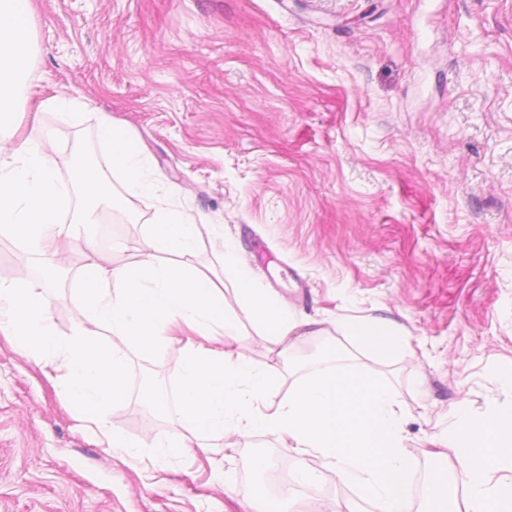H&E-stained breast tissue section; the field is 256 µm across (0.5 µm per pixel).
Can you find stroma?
<instances>
[{"instance_id": "obj_1", "label": "stroma", "mask_w": 512, "mask_h": 512, "mask_svg": "<svg viewBox=\"0 0 512 512\" xmlns=\"http://www.w3.org/2000/svg\"><path fill=\"white\" fill-rule=\"evenodd\" d=\"M28 69L15 98L13 145L52 134L49 160L70 177L88 156L112 187L104 264L139 260L157 200L203 217L192 259L223 258L220 224L240 261L304 322L287 345L257 334L224 282L242 353L285 383L317 367L344 315L395 323L400 356L357 346V368L389 382L405 409L415 470L445 466L441 433L455 405L512 403V0H31ZM75 99L79 122L47 100ZM142 150L157 199L126 200L98 136L101 117ZM64 275L42 300L58 338L81 319L79 246L58 252ZM21 240L0 236V280L35 283ZM126 397L114 428L142 456L110 448L74 418L65 380L0 340V512H259L263 454L274 437L213 439L206 453L164 463L151 443L181 442L154 416L145 385L179 391L184 350L126 347Z\"/></svg>"}]
</instances>
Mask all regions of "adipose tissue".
<instances>
[{"instance_id":"obj_1","label":"adipose tissue","mask_w":512,"mask_h":512,"mask_svg":"<svg viewBox=\"0 0 512 512\" xmlns=\"http://www.w3.org/2000/svg\"><path fill=\"white\" fill-rule=\"evenodd\" d=\"M31 13L29 0H0V236L24 240L49 265L57 242L80 238L97 207L111 202L112 187L96 167L78 162L69 181L59 179L46 154L52 142L48 133L18 147L8 145L13 99L31 41ZM100 134L124 173L126 196H153L146 161L129 135L107 119ZM198 233L196 217L162 203L134 264H102L93 241H86L77 288L84 322L64 341L53 333L39 285L0 283V335L46 376H68L67 399L96 439L131 449L139 440L112 430L106 416L125 398L124 348L160 349L173 341L169 327L183 324L196 338L184 347L179 402L171 404L163 394L153 395L152 402L197 444L227 434L266 433L291 457L321 458V469L296 470L298 483L315 485L330 476L358 491L343 507L318 501L312 512H416L404 408L390 385L357 369L336 348L281 393L274 366L257 367L233 349L239 332L224 311L223 291L190 262ZM223 256L241 304L270 341L282 344L299 327L294 314L238 264L232 245H225ZM336 330L382 357L403 353L409 344L405 332L372 316L348 317ZM104 333L119 339L120 347L104 346ZM443 442L464 477L465 512H512V407L475 413L456 405Z\"/></svg>"}]
</instances>
